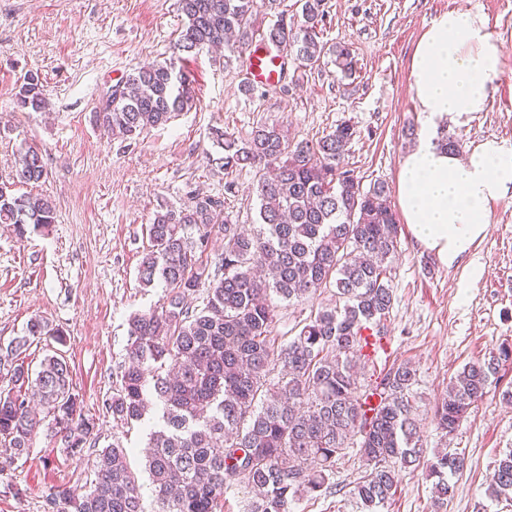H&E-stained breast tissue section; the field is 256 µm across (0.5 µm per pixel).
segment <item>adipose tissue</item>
<instances>
[{"instance_id": "obj_1", "label": "adipose tissue", "mask_w": 512, "mask_h": 512, "mask_svg": "<svg viewBox=\"0 0 512 512\" xmlns=\"http://www.w3.org/2000/svg\"><path fill=\"white\" fill-rule=\"evenodd\" d=\"M499 56L486 19L460 9L438 16L412 56L420 129L402 158L396 193L414 239L448 268L470 256L493 204L512 194V147L489 138L460 155L438 144L445 125L487 109Z\"/></svg>"}]
</instances>
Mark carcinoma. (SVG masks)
Segmentation results:
<instances>
[{
  "instance_id": "carcinoma-1",
  "label": "carcinoma",
  "mask_w": 512,
  "mask_h": 512,
  "mask_svg": "<svg viewBox=\"0 0 512 512\" xmlns=\"http://www.w3.org/2000/svg\"><path fill=\"white\" fill-rule=\"evenodd\" d=\"M281 0H178L184 24L182 52L198 54L253 42L252 17ZM325 0H302L301 20L278 23L262 34L304 66L332 55L336 72L350 77L357 61L346 44L326 47L318 26ZM19 107L42 112L47 101L38 73L16 86ZM195 105L186 73L171 63L144 65L106 91L95 124L122 140L168 124ZM357 134L342 122L317 141L288 143L281 125L261 124L245 141L217 135L224 172L255 171L259 226L247 232L224 220V198L194 193L184 207L155 213L146 231L150 248L139 263L143 286L159 282L161 304L128 322L127 357L117 368L119 386L106 403L116 421L140 422L154 405L160 423L150 432L146 469L158 512H224L228 490L243 485L250 512H289L300 497L328 488L336 462L350 449L366 462L350 491L363 512H379L397 492L401 472L418 466L424 448L416 418V369L392 363L374 381H360L357 364L374 362L383 348L381 321L393 305L388 273L400 224L383 182L363 187L343 166ZM18 175L38 183L47 172L42 154L19 153ZM55 206L44 196L0 191V224L47 229ZM224 233V253L203 260L212 229ZM321 290L334 305L311 310L288 340L273 334L271 296L306 302ZM205 294L202 304L189 296ZM45 336L63 331L40 318L0 356V374L11 388L0 392V438L21 453L36 429L51 421L72 455L95 439L84 416L72 371L63 357L47 356L30 372L11 364ZM512 360L500 345L482 362L465 364L450 378L433 408L431 423L448 436L485 398L490 378ZM129 449L113 443L97 453L84 488H62L46 497L45 512H143ZM465 455L448 447L426 463L443 502L448 477L463 472ZM488 494L512 500V452L496 459Z\"/></svg>"
}]
</instances>
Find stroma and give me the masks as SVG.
I'll list each match as a JSON object with an SVG mask.
<instances>
[{
    "label": "stroma",
    "mask_w": 512,
    "mask_h": 512,
    "mask_svg": "<svg viewBox=\"0 0 512 512\" xmlns=\"http://www.w3.org/2000/svg\"><path fill=\"white\" fill-rule=\"evenodd\" d=\"M319 26L327 45L349 44L357 72L344 78L333 64L289 60L272 88L244 90L240 61L175 47L183 18L177 0H0V188L49 197L56 218L48 230L18 232L0 224V346L23 335L38 316L64 330L66 357L94 418L97 448L118 442L141 487L145 512H156L145 467L147 427L113 420L105 408L117 387L115 368L127 354V320L156 306L162 286L143 287L138 266L149 246L145 226L163 208H180L191 192L222 196L229 223L257 222V179L246 169L225 174L223 131L247 139L263 123H283L290 140H318L337 124L357 130L344 165L363 185L396 186L401 158L419 131L410 62L426 28L451 9L483 16L501 46L496 91L483 112L464 116L447 133L470 151L488 138L512 146V0H327ZM174 62L191 79L197 106L132 141L112 137L92 115L108 87L147 63ZM40 75L48 107L21 109L15 87ZM42 153L48 176L28 187L16 173L19 149ZM393 308L376 367L408 361L417 370L420 409L431 408L464 364L512 344V195L494 204L486 236L459 266L443 267L401 228L392 263ZM512 364L492 377L487 399L441 440L423 429L425 459L441 443L464 453L452 476L446 508L435 506L424 468L403 472L383 512H512V501L486 492L495 460L512 450ZM97 448L72 455L40 427L23 455L0 441V512H43L56 488L82 487ZM363 468L349 456L336 466L329 492L293 501L289 512H360L349 494Z\"/></svg>",
    "instance_id": "obj_1"
}]
</instances>
